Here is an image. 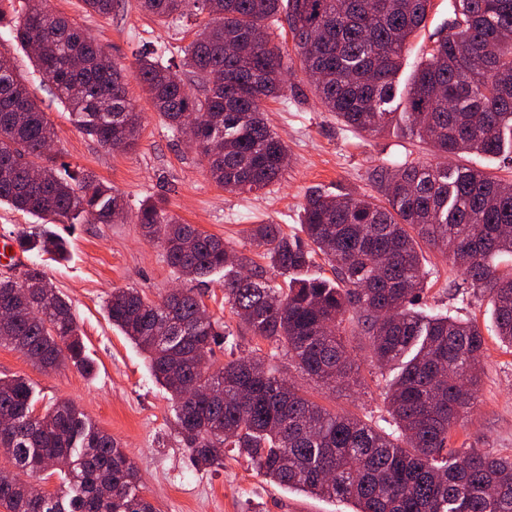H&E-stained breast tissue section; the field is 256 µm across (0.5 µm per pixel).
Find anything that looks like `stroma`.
Returning a JSON list of instances; mask_svg holds the SVG:
<instances>
[{
    "instance_id": "1",
    "label": "stroma",
    "mask_w": 512,
    "mask_h": 512,
    "mask_svg": "<svg viewBox=\"0 0 512 512\" xmlns=\"http://www.w3.org/2000/svg\"><path fill=\"white\" fill-rule=\"evenodd\" d=\"M453 0H433L426 26L412 38L399 76L407 83L438 34L447 32ZM49 8L86 29L118 66L130 70L142 48L157 50L162 62L179 63L181 51L194 39L205 14L164 22L144 13L138 0H114L109 15H89L82 0H49ZM275 42L291 71L283 96L263 108L270 127L288 150L281 178L254 193H228L216 185L201 165L196 150L173 133L137 82L128 97L141 112L142 130L132 152L100 146L74 124L69 112L50 93L51 84L29 61L11 34L0 28V52L13 57L54 125L58 167L92 173L117 189L129 219L111 224H59L55 230L70 242L61 262L45 260L57 291L72 304L92 374L66 366L44 373L11 345L0 344V378L28 376L34 383L35 408L44 411L56 400L73 402L99 429L125 448L135 463L143 495L160 512H354L346 500H326L284 489L260 476L248 458L225 457L221 466L197 469L177 433L169 395L152 375L145 354L109 321L104 305L116 288L132 287L151 300L160 299L177 284L161 244L145 238L132 214L147 200L164 201L181 222L194 224L251 257L247 239L252 224L272 222L284 232L300 231L301 208L310 191L376 196V173L402 163L431 161L425 145L403 137L399 130L377 136L356 133L325 112L300 68L288 28H275ZM435 273L424 293L426 309L492 326L486 293L465 287L460 270L436 250H426ZM202 302L222 325L249 345L237 318L224 300L218 276L194 284ZM359 365L358 384L349 390H328L307 380L283 353L272 362L302 385L308 396L336 411H350L375 425L387 416L385 397L392 371L372 363L364 337L352 336ZM450 448H483L494 455H512V349L487 339L478 405L453 431Z\"/></svg>"
}]
</instances>
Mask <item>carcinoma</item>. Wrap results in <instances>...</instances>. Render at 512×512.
<instances>
[{
    "instance_id": "1",
    "label": "carcinoma",
    "mask_w": 512,
    "mask_h": 512,
    "mask_svg": "<svg viewBox=\"0 0 512 512\" xmlns=\"http://www.w3.org/2000/svg\"><path fill=\"white\" fill-rule=\"evenodd\" d=\"M162 21L196 5L208 14L182 50L180 68L143 52L127 73L80 25L46 0H28L16 22L0 27L30 50L34 66L80 130L106 149L138 145L141 113L127 97L136 80L167 120L190 139L212 179L228 192H253L279 180L286 154L262 116L263 102L284 91L280 48L269 21L285 20L314 94L348 127L378 134L398 127L442 156L495 158L512 151V0H455V18L415 69L404 111L395 98L403 53L424 27L430 0H139ZM224 75L223 83L207 76ZM204 88L187 92L184 75ZM55 129L12 59L0 53V203L46 224H110L126 216L123 197L90 174L61 172L42 151ZM36 168L38 177L28 171ZM383 199L311 192L302 235L280 225H252L249 240L263 263L224 240L184 224L157 201L135 214L162 243L183 282L224 272V301L257 342L286 351L301 372L327 388L357 382L359 366L344 336H362L372 359L398 363L387 413L392 431L306 398L276 367L240 351L231 332L188 286L154 301L117 288L105 302L112 325L147 354L170 395L181 441L198 469L226 454L247 457L285 487L345 499L355 512H512V457L482 448L448 451L451 431L476 406L486 339L472 321L417 307L430 271L422 246L460 267L492 304L493 333L512 347V190L475 166L403 163L378 173ZM14 241L52 260L68 242L26 229ZM323 260L329 278L314 271ZM274 271L278 282L268 276ZM5 341L44 371L70 364L85 374L72 304L34 263L22 280L0 278ZM231 359L197 367L213 347ZM32 383L0 379V447L32 479L60 480L36 495L31 483L0 479L5 512H158L138 485L137 469L112 437L71 402L36 411Z\"/></svg>"
}]
</instances>
